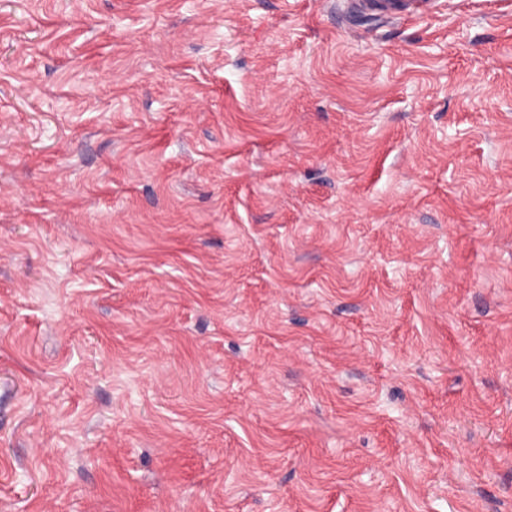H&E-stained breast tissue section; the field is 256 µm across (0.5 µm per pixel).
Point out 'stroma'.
Wrapping results in <instances>:
<instances>
[{
  "mask_svg": "<svg viewBox=\"0 0 512 512\" xmlns=\"http://www.w3.org/2000/svg\"><path fill=\"white\" fill-rule=\"evenodd\" d=\"M0 512H512V0H0Z\"/></svg>",
  "mask_w": 512,
  "mask_h": 512,
  "instance_id": "35a3bbf8",
  "label": "stroma"
}]
</instances>
